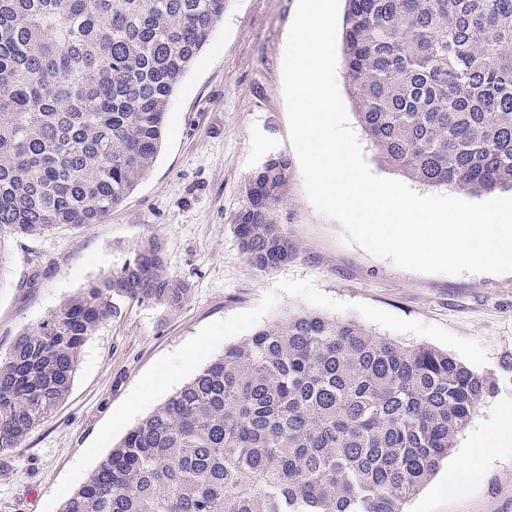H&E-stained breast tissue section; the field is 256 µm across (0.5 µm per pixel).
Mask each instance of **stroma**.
I'll list each match as a JSON object with an SVG mask.
<instances>
[{"mask_svg":"<svg viewBox=\"0 0 512 512\" xmlns=\"http://www.w3.org/2000/svg\"><path fill=\"white\" fill-rule=\"evenodd\" d=\"M297 0H229L169 104L148 177L82 231L7 241L0 253V352L149 236L165 245L178 305L132 303L86 342L69 399L18 448L0 451V512H59L126 432L228 346L309 310L379 336L496 371L512 355V273L423 274L345 243L310 203L292 165L282 222L295 256L271 272L242 255L233 218L242 186L270 151L293 154L283 59ZM150 396L142 391L155 377ZM512 406V379L473 415L403 512H512V446L483 451L479 478L449 494L448 472Z\"/></svg>","mask_w":512,"mask_h":512,"instance_id":"obj_1","label":"stroma"}]
</instances>
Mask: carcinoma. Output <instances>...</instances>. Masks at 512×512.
Returning <instances> with one entry per match:
<instances>
[{"label": "carcinoma", "mask_w": 512, "mask_h": 512, "mask_svg": "<svg viewBox=\"0 0 512 512\" xmlns=\"http://www.w3.org/2000/svg\"><path fill=\"white\" fill-rule=\"evenodd\" d=\"M228 0H0V243L109 215L150 173L169 103ZM342 50L377 159L473 195L512 190V0H345ZM269 153L233 218L250 265L296 254ZM151 236L0 354V450L68 398L122 303L178 305ZM494 374L300 311L224 349L110 450L60 512H402Z\"/></svg>", "instance_id": "cac0c4a2"}]
</instances>
